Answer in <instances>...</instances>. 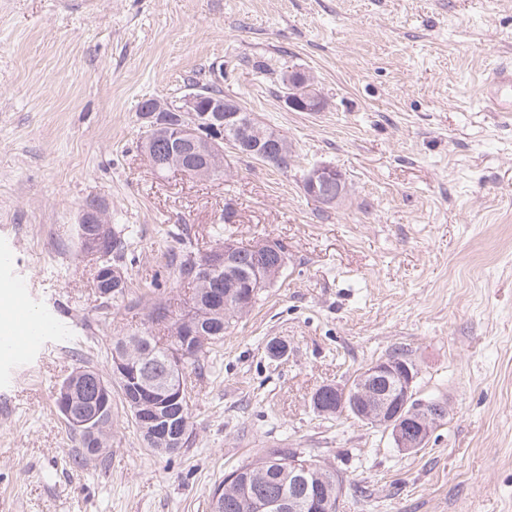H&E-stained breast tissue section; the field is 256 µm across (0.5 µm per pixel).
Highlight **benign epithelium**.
Returning <instances> with one entry per match:
<instances>
[{"mask_svg":"<svg viewBox=\"0 0 512 512\" xmlns=\"http://www.w3.org/2000/svg\"><path fill=\"white\" fill-rule=\"evenodd\" d=\"M284 101L289 108L303 112H319L324 107L313 76L304 70L288 73ZM244 112L236 99L222 93H211L199 85L192 86L190 92L174 101L160 98L144 100L139 109L144 142H149L168 128H180L184 136L165 159L155 156L150 147H145L152 167L159 173L178 170L192 179L211 178L223 169L226 145L237 154L253 155L267 164L280 163L291 152L288 141L256 122L243 119ZM192 155L201 163L188 164L186 158ZM344 183L342 173L326 164L313 166L303 178L306 194L324 205H333L342 198ZM80 223L98 225L95 234L87 237L86 254L100 257L98 235L107 230L109 217L99 207L88 208L83 211ZM244 252L250 253L255 263L254 285L260 286L278 275L285 264L282 256L276 266L267 264L266 258L276 252L273 243L268 241L259 240L247 245L229 241L224 247L214 249L206 264L211 268L224 269L230 286L224 295L227 314H243L250 307V301L244 300L236 291L238 255ZM123 284L124 277L116 270L110 273L102 271L95 281V286L99 287L98 294L108 296ZM417 375L416 366L408 361H379L363 370L352 386H321L312 396V405L323 415L351 413L364 422L383 428L401 450L416 451L426 447L433 431L447 417L444 403L415 398ZM87 390L92 394L91 407L77 413L73 410V397ZM110 403V390L103 377L98 375L74 379L63 387L59 395L60 408L76 426L86 431ZM133 407L144 428H154L160 422L161 405L157 399L139 397ZM258 507L259 512H295L298 503L291 496L280 495L258 498Z\"/></svg>","mask_w":512,"mask_h":512,"instance_id":"7a95c632","label":"benign epithelium"}]
</instances>
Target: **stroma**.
Returning <instances> with one entry per match:
<instances>
[{
    "label": "stroma",
    "mask_w": 512,
    "mask_h": 512,
    "mask_svg": "<svg viewBox=\"0 0 512 512\" xmlns=\"http://www.w3.org/2000/svg\"><path fill=\"white\" fill-rule=\"evenodd\" d=\"M509 59L512 0H0V280L62 322L0 360V512H210L225 472L291 449L343 477L337 512H512V114L479 100ZM295 69L324 111L286 105ZM198 83L287 136L289 170L228 149L221 177L155 172L139 104ZM317 164L344 174L341 203L305 194ZM91 204L133 235L108 321L76 237ZM218 224L283 243L288 264L184 371L189 446L153 453L116 395L103 457L76 466L60 384L107 371L113 337L162 333L151 305L187 311L170 261ZM396 350L448 409L416 452L311 404Z\"/></svg>",
    "instance_id": "35a3bbf8"
}]
</instances>
